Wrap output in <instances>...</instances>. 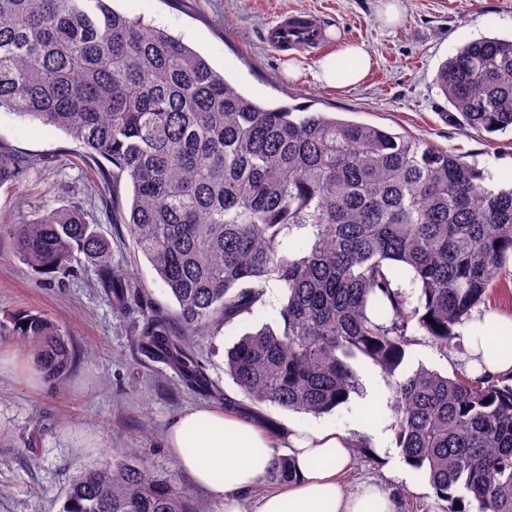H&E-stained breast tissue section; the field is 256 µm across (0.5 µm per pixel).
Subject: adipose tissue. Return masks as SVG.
I'll return each mask as SVG.
<instances>
[{
    "label": "adipose tissue",
    "instance_id": "1",
    "mask_svg": "<svg viewBox=\"0 0 512 512\" xmlns=\"http://www.w3.org/2000/svg\"><path fill=\"white\" fill-rule=\"evenodd\" d=\"M355 60L344 75L336 73L337 56H327L311 72L314 81L351 90L367 78L372 55L365 44L349 43L339 56ZM512 338V317L477 313L461 329V345L472 376L512 372L491 345L492 335ZM165 444L177 467L207 489L217 512H399L398 497L370 478L348 490L346 477L356 461L359 443L352 434L322 424L292 425L278 435L238 412L199 407L178 414ZM285 448L296 468L290 483L261 488L278 448Z\"/></svg>",
    "mask_w": 512,
    "mask_h": 512
}]
</instances>
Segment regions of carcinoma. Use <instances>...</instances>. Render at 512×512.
I'll return each mask as SVG.
<instances>
[{
  "label": "carcinoma",
  "instance_id": "obj_1",
  "mask_svg": "<svg viewBox=\"0 0 512 512\" xmlns=\"http://www.w3.org/2000/svg\"><path fill=\"white\" fill-rule=\"evenodd\" d=\"M450 121L512 131V38L473 41L436 75ZM65 132L83 161L112 165V223L176 301L153 313L137 346L209 387L195 337H214L285 289L283 327L241 336L224 374L256 404L321 415L360 387L352 361L396 381V441L448 512H512V375L453 376L406 366L412 325L443 352L512 256V187L497 191L462 157L424 139L306 108L263 106L180 38L109 0H0V111ZM34 162L0 147V185ZM131 188L124 206L121 187ZM18 257L54 275L75 255L108 300L138 297L82 209L43 210L14 232ZM420 285L410 306L396 280ZM12 335L56 386L74 353L59 326L15 318ZM285 455L262 478L286 484ZM63 512H192L173 475L147 459L85 468Z\"/></svg>",
  "mask_w": 512,
  "mask_h": 512
}]
</instances>
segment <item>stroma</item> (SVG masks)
Returning <instances> with one entry per match:
<instances>
[{
    "mask_svg": "<svg viewBox=\"0 0 512 512\" xmlns=\"http://www.w3.org/2000/svg\"><path fill=\"white\" fill-rule=\"evenodd\" d=\"M386 0H115V9L142 15L169 29L224 73L246 96L271 106L289 104L330 112L430 143L462 156L486 176L489 188L512 186V134L478 132L448 120L449 105L437 86L439 66L465 44L512 36V0H400L401 21L385 24ZM286 11L315 12L328 25L330 44L319 51L273 52L263 30ZM365 43L374 62L362 85L340 93L309 77L294 80L284 70L295 60L316 66L342 43ZM0 145L41 164L25 181L0 188V330L21 312L40 314L60 326L75 350V364L57 386L27 383L34 367L28 348L0 343V512H62L64 489L89 464L128 453L149 457L164 471H176L164 435L170 421L190 407L208 405L189 391L175 371L148 361L136 340L144 306L167 314L174 299L139 252L125 225L112 221L103 202L104 183L95 166L75 157V143L61 130L0 112ZM77 205L110 242L115 265L129 273L146 302L111 304L96 269L83 257L64 278L36 275L17 256L13 233L39 208ZM285 292L267 290L259 314L201 340L214 386L240 403L242 413L268 430L317 422L358 433L367 456L358 458L349 484L366 478L394 489L401 512H448L420 472L396 445L394 380L371 361H354L362 389L331 413L317 417L272 405H254L224 374V350L244 332L267 324L281 328ZM409 368L441 373L464 370L461 349L442 352L427 340L409 349ZM355 431V430H354ZM31 443L34 459L18 448Z\"/></svg>",
    "mask_w": 512,
    "mask_h": 512,
    "instance_id": "obj_1",
    "label": "stroma"
}]
</instances>
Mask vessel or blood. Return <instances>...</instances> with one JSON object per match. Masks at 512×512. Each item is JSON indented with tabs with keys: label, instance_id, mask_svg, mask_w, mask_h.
<instances>
[{
	"label": "vessel or blood",
	"instance_id": "b4317fda",
	"mask_svg": "<svg viewBox=\"0 0 512 512\" xmlns=\"http://www.w3.org/2000/svg\"><path fill=\"white\" fill-rule=\"evenodd\" d=\"M327 26L316 14L291 12L268 26L263 37L274 52L321 49L326 38Z\"/></svg>",
	"mask_w": 512,
	"mask_h": 512
}]
</instances>
